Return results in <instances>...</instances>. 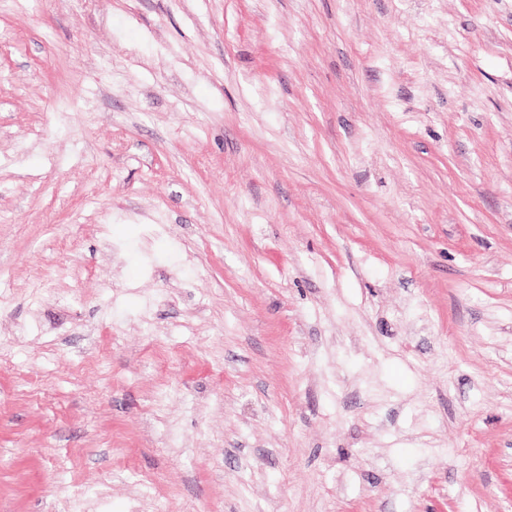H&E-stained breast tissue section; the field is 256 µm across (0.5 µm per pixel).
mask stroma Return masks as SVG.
<instances>
[{
    "instance_id": "1",
    "label": "stroma",
    "mask_w": 512,
    "mask_h": 512,
    "mask_svg": "<svg viewBox=\"0 0 512 512\" xmlns=\"http://www.w3.org/2000/svg\"><path fill=\"white\" fill-rule=\"evenodd\" d=\"M0 512H512V0H0Z\"/></svg>"
}]
</instances>
